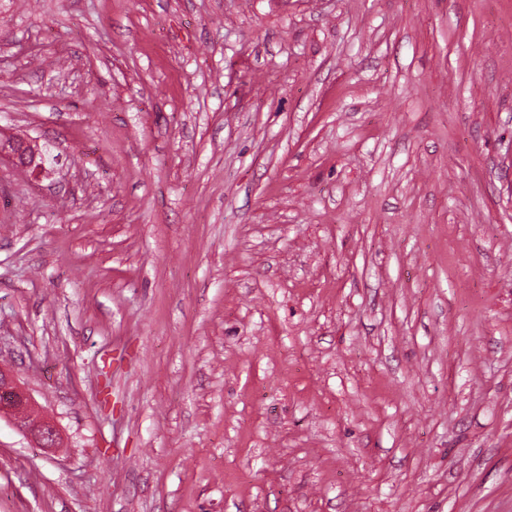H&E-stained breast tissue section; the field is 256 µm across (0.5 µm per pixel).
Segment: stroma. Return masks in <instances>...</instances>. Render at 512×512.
<instances>
[{"label":"stroma","mask_w":512,"mask_h":512,"mask_svg":"<svg viewBox=\"0 0 512 512\" xmlns=\"http://www.w3.org/2000/svg\"><path fill=\"white\" fill-rule=\"evenodd\" d=\"M0 512H512V0H0ZM4 157L32 173L41 172L44 168L45 158L36 140L4 142L1 139L0 159ZM35 401L8 370L0 368V416L40 448H57L59 430L54 421L35 416Z\"/></svg>","instance_id":"obj_1"}]
</instances>
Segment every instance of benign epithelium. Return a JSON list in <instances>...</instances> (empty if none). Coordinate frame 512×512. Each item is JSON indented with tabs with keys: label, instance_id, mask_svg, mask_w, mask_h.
Returning a JSON list of instances; mask_svg holds the SVG:
<instances>
[{
	"label": "benign epithelium",
	"instance_id": "1",
	"mask_svg": "<svg viewBox=\"0 0 512 512\" xmlns=\"http://www.w3.org/2000/svg\"><path fill=\"white\" fill-rule=\"evenodd\" d=\"M8 158L33 173L43 170L45 158L35 140H0V159ZM0 416L10 419L14 427L41 448H55L60 439L54 421L35 416V401L8 370L0 368Z\"/></svg>",
	"mask_w": 512,
	"mask_h": 512
}]
</instances>
